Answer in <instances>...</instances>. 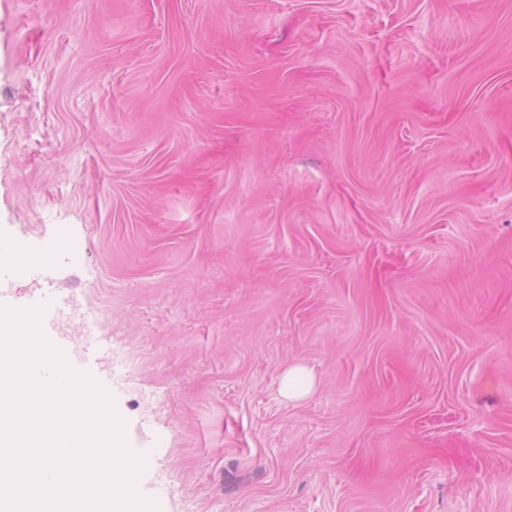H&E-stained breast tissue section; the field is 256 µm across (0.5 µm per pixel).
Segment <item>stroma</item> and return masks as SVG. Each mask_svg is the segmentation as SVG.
I'll use <instances>...</instances> for the list:
<instances>
[{
    "label": "stroma",
    "instance_id": "35a3bbf8",
    "mask_svg": "<svg viewBox=\"0 0 512 512\" xmlns=\"http://www.w3.org/2000/svg\"><path fill=\"white\" fill-rule=\"evenodd\" d=\"M0 229L158 512H512V0H0ZM312 387V377L302 367L294 366L284 374L280 392L283 397L293 401L305 397Z\"/></svg>",
    "mask_w": 512,
    "mask_h": 512
}]
</instances>
